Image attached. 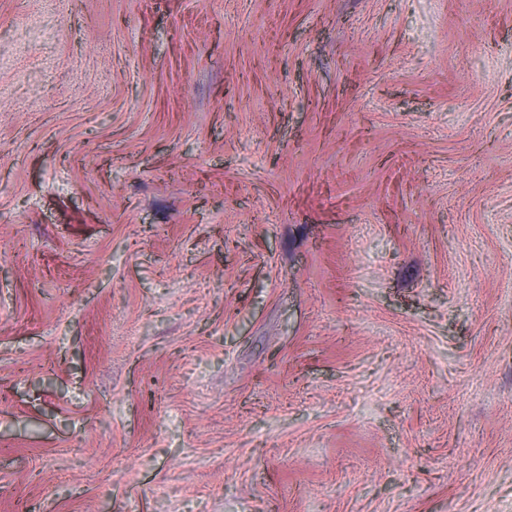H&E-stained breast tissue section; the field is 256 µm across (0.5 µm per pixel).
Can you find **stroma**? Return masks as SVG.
I'll return each instance as SVG.
<instances>
[{
  "label": "stroma",
  "instance_id": "stroma-1",
  "mask_svg": "<svg viewBox=\"0 0 512 512\" xmlns=\"http://www.w3.org/2000/svg\"><path fill=\"white\" fill-rule=\"evenodd\" d=\"M0 512H512V0H0Z\"/></svg>",
  "mask_w": 512,
  "mask_h": 512
}]
</instances>
